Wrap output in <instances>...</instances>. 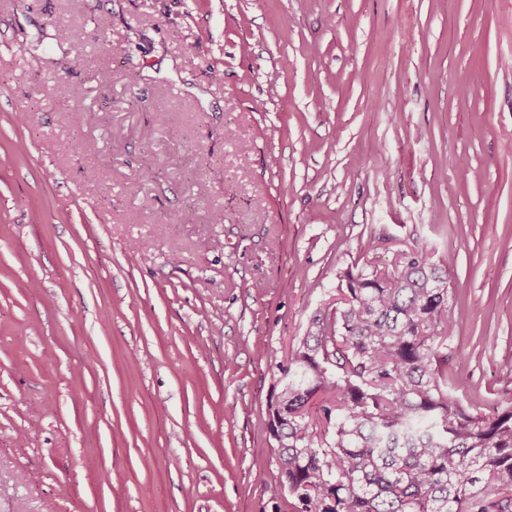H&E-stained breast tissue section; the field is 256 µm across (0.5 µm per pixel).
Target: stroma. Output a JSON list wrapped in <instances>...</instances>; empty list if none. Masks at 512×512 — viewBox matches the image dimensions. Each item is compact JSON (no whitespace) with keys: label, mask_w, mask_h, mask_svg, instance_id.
Masks as SVG:
<instances>
[{"label":"stroma","mask_w":512,"mask_h":512,"mask_svg":"<svg viewBox=\"0 0 512 512\" xmlns=\"http://www.w3.org/2000/svg\"><path fill=\"white\" fill-rule=\"evenodd\" d=\"M416 240L512 403V0H0V512H292L278 365Z\"/></svg>","instance_id":"obj_1"}]
</instances>
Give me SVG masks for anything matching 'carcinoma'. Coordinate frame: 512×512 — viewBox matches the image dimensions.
<instances>
[{
	"mask_svg": "<svg viewBox=\"0 0 512 512\" xmlns=\"http://www.w3.org/2000/svg\"><path fill=\"white\" fill-rule=\"evenodd\" d=\"M447 271L416 241L392 279L351 271L269 402L294 512H512V403L448 393Z\"/></svg>",
	"mask_w": 512,
	"mask_h": 512,
	"instance_id": "1",
	"label": "carcinoma"
}]
</instances>
